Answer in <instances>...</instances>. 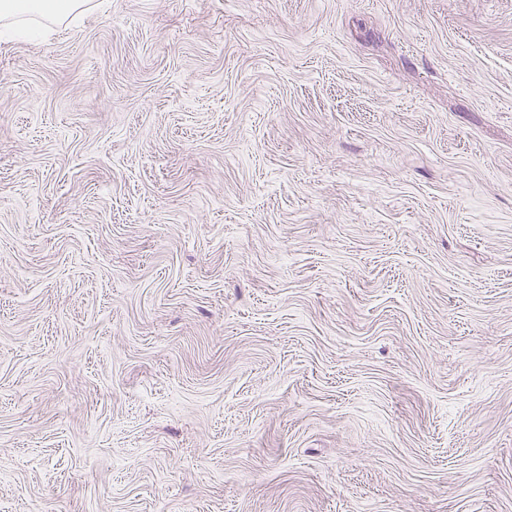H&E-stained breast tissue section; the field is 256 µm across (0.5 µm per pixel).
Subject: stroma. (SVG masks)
<instances>
[{
	"mask_svg": "<svg viewBox=\"0 0 512 512\" xmlns=\"http://www.w3.org/2000/svg\"><path fill=\"white\" fill-rule=\"evenodd\" d=\"M0 512H512V0L1 36Z\"/></svg>",
	"mask_w": 512,
	"mask_h": 512,
	"instance_id": "obj_1",
	"label": "stroma"
}]
</instances>
